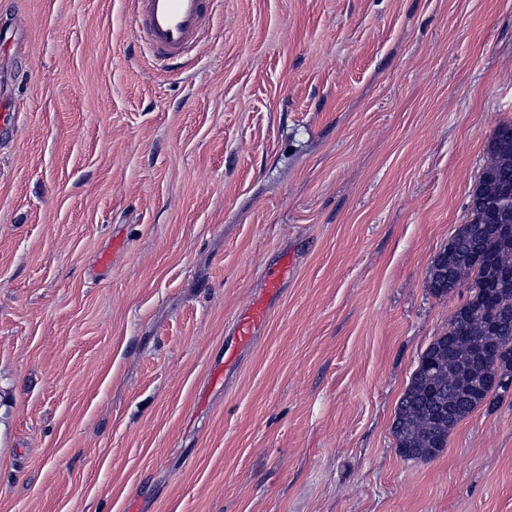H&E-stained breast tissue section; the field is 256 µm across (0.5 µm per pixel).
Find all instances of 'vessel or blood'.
I'll use <instances>...</instances> for the list:
<instances>
[{"instance_id":"1","label":"vessel or blood","mask_w":512,"mask_h":512,"mask_svg":"<svg viewBox=\"0 0 512 512\" xmlns=\"http://www.w3.org/2000/svg\"><path fill=\"white\" fill-rule=\"evenodd\" d=\"M216 0H132L134 5V37L143 42L154 64L189 54L208 30L209 17ZM288 272L287 266L268 271L266 295L254 301L238 324L234 336L233 354L223 365L215 367L214 378H221L227 366L235 360L236 351L244 349L256 330L265 323L266 296L275 294Z\"/></svg>"}]
</instances>
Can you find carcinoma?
<instances>
[{
  "label": "carcinoma",
  "instance_id": "1",
  "mask_svg": "<svg viewBox=\"0 0 512 512\" xmlns=\"http://www.w3.org/2000/svg\"><path fill=\"white\" fill-rule=\"evenodd\" d=\"M471 219L460 225L437 255L429 288L446 296L464 286L450 329L419 357L400 398L392 434L400 455L428 461L449 433L476 408L509 393L496 378L512 382V122L499 124L488 147Z\"/></svg>",
  "mask_w": 512,
  "mask_h": 512
}]
</instances>
